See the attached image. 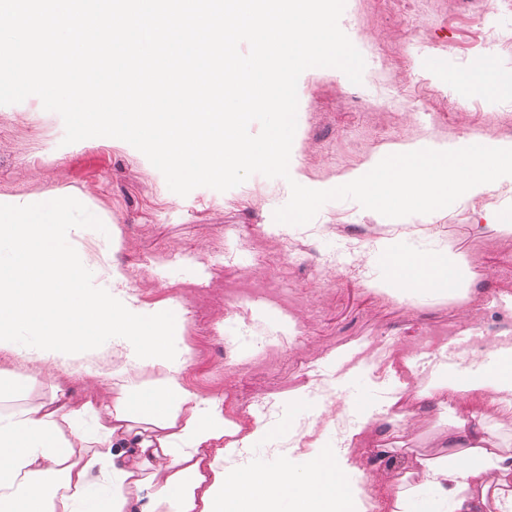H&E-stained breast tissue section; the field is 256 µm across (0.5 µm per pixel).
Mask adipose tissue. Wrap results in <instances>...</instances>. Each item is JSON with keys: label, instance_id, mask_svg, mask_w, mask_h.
<instances>
[{"label": "adipose tissue", "instance_id": "obj_1", "mask_svg": "<svg viewBox=\"0 0 512 512\" xmlns=\"http://www.w3.org/2000/svg\"><path fill=\"white\" fill-rule=\"evenodd\" d=\"M112 244V223L66 193L0 199V349L27 361H70L111 346L112 399L73 405L64 390L46 402L0 411V512H363L361 472L348 449L290 454L277 465H225L279 435L256 423L247 436L182 380L189 349L181 306L138 304L119 267L99 276L76 247ZM390 284L447 292L465 271L452 256L430 262L392 250ZM149 370L143 380L133 369ZM488 394L512 410V357L496 368L459 357L434 369L418 395ZM225 448L209 454L210 445ZM147 474L148 502L125 489ZM393 512H512V447H483L458 422L448 452L423 483L398 492Z\"/></svg>", "mask_w": 512, "mask_h": 512}]
</instances>
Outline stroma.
Returning a JSON list of instances; mask_svg holds the SVG:
<instances>
[{
	"label": "stroma",
	"instance_id": "35a3bbf8",
	"mask_svg": "<svg viewBox=\"0 0 512 512\" xmlns=\"http://www.w3.org/2000/svg\"><path fill=\"white\" fill-rule=\"evenodd\" d=\"M346 0L340 27L361 53L387 50L382 64L366 67L361 84L336 68H312L299 78L297 130L290 179L249 178L225 192L198 187L187 196L169 190L162 173L127 142L104 137L64 144V123L38 97L0 105V196L63 192L90 203L110 219L119 245L108 257L128 277L139 304L178 301L185 312L184 340L191 350L185 385L224 403L225 417L242 428L281 422L280 439L250 449L247 462L271 466L290 448L336 445V418L360 427L350 446L363 472L370 503L391 512L401 483L423 479L422 462L448 451V431L464 420L486 432L493 445H512V411L490 398L440 394L424 400L411 377H425L423 343L447 344L480 337L495 351L512 336V176L448 208L391 219L353 200L324 204L307 225L275 222L290 198V182L313 189L347 183L394 145H486L512 142V25L502 43L483 48L477 18L486 0ZM490 66L498 88L460 95L449 75ZM406 89L399 110L388 102ZM367 239L366 277L341 270L327 277L341 239ZM466 255L462 290L387 293L378 283L389 269L386 250L441 259L445 248ZM263 297L288 322L293 341L266 360L253 358L246 334L271 328L253 307L236 310L239 294ZM386 340L383 352L370 340ZM89 355L64 367L21 363L0 353V377L18 394L0 399V411L47 399L63 387L74 403H107L112 382L86 378ZM377 393L395 390L398 421L362 417L354 384ZM306 409H289L295 394ZM259 400L273 413L258 412Z\"/></svg>",
	"mask_w": 512,
	"mask_h": 512
}]
</instances>
